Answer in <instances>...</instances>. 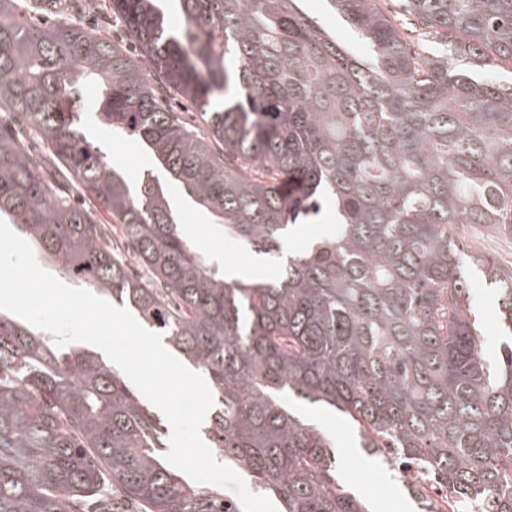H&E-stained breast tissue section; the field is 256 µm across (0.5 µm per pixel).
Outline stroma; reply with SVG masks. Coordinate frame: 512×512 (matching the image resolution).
Returning a JSON list of instances; mask_svg holds the SVG:
<instances>
[{
    "instance_id": "stroma-1",
    "label": "stroma",
    "mask_w": 512,
    "mask_h": 512,
    "mask_svg": "<svg viewBox=\"0 0 512 512\" xmlns=\"http://www.w3.org/2000/svg\"><path fill=\"white\" fill-rule=\"evenodd\" d=\"M61 2L67 16L78 18L114 39L124 37V30L112 17L108 0ZM301 7L322 22L342 44L356 53L368 54L367 45L357 38L338 14L331 11L326 0H302ZM82 97L88 107L85 115L88 136L108 143V153L113 162L126 172L131 181H139L153 167L140 142L132 137L109 142L95 109V88L85 86ZM171 200L179 214L182 231L197 252L212 257L221 265L231 264L244 271L257 265V256L237 241L225 237L222 228L213 225L207 211L176 193L172 194ZM454 235L467 250L480 252L512 270V236L499 235L488 228L470 224L459 225ZM471 298L484 327L481 353L487 362H495L501 345L497 292L475 278L471 281ZM297 410L303 418L335 440L336 481L347 493L363 500L369 512H397L395 503L399 500L406 503V512H423L422 500L407 488L399 472L358 447L356 431L343 414L317 404H301Z\"/></svg>"
}]
</instances>
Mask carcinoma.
Masks as SVG:
<instances>
[{
    "instance_id": "carcinoma-1",
    "label": "carcinoma",
    "mask_w": 512,
    "mask_h": 512,
    "mask_svg": "<svg viewBox=\"0 0 512 512\" xmlns=\"http://www.w3.org/2000/svg\"><path fill=\"white\" fill-rule=\"evenodd\" d=\"M140 49L83 22L41 27L0 0V216L127 307L207 379L204 437L284 512H366L336 482L334 443L282 399L324 404L361 447L512 512V272L455 224L512 235V0H403L447 41L412 50L378 0H326L370 50H348L301 0H111ZM180 15L184 25H169ZM111 138L137 137L224 235L278 257L292 226L332 233L273 279L230 278L184 236L166 188L133 184L83 129V87ZM177 93L207 134L166 106ZM47 154L28 153L10 122ZM66 168L106 211L52 190ZM118 236L152 274L134 279ZM497 289L505 341L481 355L470 277ZM163 429L112 362L0 310V512H239L163 461Z\"/></svg>"
}]
</instances>
